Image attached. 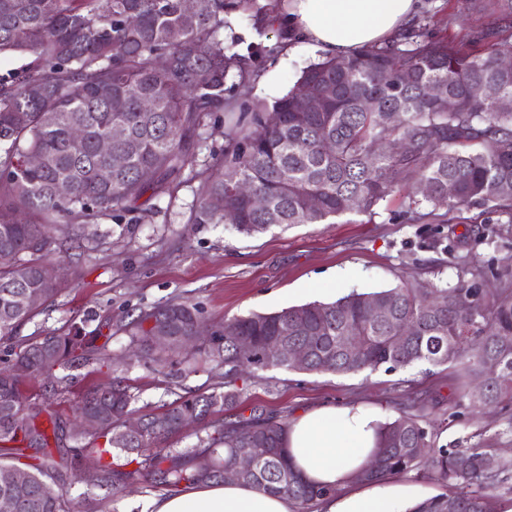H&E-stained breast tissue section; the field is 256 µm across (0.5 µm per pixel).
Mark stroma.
<instances>
[{
	"mask_svg": "<svg viewBox=\"0 0 512 512\" xmlns=\"http://www.w3.org/2000/svg\"><path fill=\"white\" fill-rule=\"evenodd\" d=\"M500 19L497 8L478 9L469 0H420L412 22L449 44L475 49ZM256 59L260 74L250 94L271 101L292 88L319 56L304 50L284 59L267 50ZM198 185V180L188 181L174 196L141 198L120 219L81 226L56 254L53 266L64 287L20 327L18 341L74 324L88 332L101 330L108 338L105 360L74 368L75 381L62 392L33 387L63 422L73 421L81 392L116 377L124 380L136 407L155 411L178 397L222 385L219 367L178 378L169 367L121 364L130 348L127 324L154 306L186 301L205 317L219 319L330 302L355 289L376 291L404 279L452 285L463 275L449 262L454 255L482 269L475 285L490 294L506 285L503 273L512 270V224L486 222L476 209L466 211L462 223L409 224L399 217L400 202L394 198L372 218L350 213L332 224L274 227L246 237L227 224L188 223ZM473 383L462 368L427 364L346 376L272 370L243 381V405L288 419L324 404L361 403L386 422L405 413L425 415L439 426L441 445L480 432L488 445L512 448V430L505 424L512 405L457 406ZM64 489L83 512H142L145 501L161 494L144 484L122 491L90 487L77 473Z\"/></svg>",
	"mask_w": 512,
	"mask_h": 512,
	"instance_id": "stroma-1",
	"label": "stroma"
}]
</instances>
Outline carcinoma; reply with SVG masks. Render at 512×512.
Returning a JSON list of instances; mask_svg holds the SVG:
<instances>
[{
	"label": "carcinoma",
	"instance_id": "obj_1",
	"mask_svg": "<svg viewBox=\"0 0 512 512\" xmlns=\"http://www.w3.org/2000/svg\"><path fill=\"white\" fill-rule=\"evenodd\" d=\"M502 24L484 46L467 50L444 40H429L420 29L341 59L313 63L297 86L310 88L321 105L308 108L292 89L272 105L238 101L234 90L253 80L254 54L226 45L228 15L250 12L260 36L270 9L256 0H201L194 17L182 0H0V53L28 54L22 72L0 79V341L15 338L35 309L22 305L25 292L54 298L63 283L49 285L41 267L56 251L57 236L68 237L77 224H100L129 209L144 195L173 196L186 169L201 185L188 216L190 224L229 223L253 236L273 227L323 224L349 212L374 217L380 205L397 196L403 217L412 223L460 218L481 208L512 223V110L489 99H474L470 89L488 84L512 97V71L499 66L512 51V0H494ZM23 31L25 38L15 37ZM207 47L199 55L196 48ZM167 58L164 69L157 67ZM231 86H226V83ZM439 85L454 99L448 112L429 101L426 87ZM237 113L224 135V150L198 160V141L206 120L217 112ZM275 114L277 120L268 122ZM121 125L127 137L113 145L125 165L112 169L108 184L98 172L109 158L98 150L101 137ZM403 138L410 150L386 155L377 144ZM30 152L43 156L38 167L24 165ZM145 169L154 172L141 180ZM265 201L262 209L231 194L238 182ZM70 184L67 197L55 193ZM429 194L418 193L420 184ZM317 196L320 206L311 208ZM228 200L236 215L225 218L217 200ZM383 303L389 317L379 319L372 305ZM434 308H429V305ZM164 321L179 343L206 323L211 339L197 347L198 363L224 367L220 391L179 397L160 413L141 414L142 431L126 433L124 418L134 411L128 387L119 382L92 387L81 396L78 418L100 420L94 432L81 425L66 429L48 416L29 393L41 380L56 387L72 383L69 370L87 362L99 348L82 328L33 337L0 368V496L15 502V512H78L66 496L69 471L85 453L97 455L82 479L94 487L120 490L141 481L175 490L224 481L245 448H267L252 470L238 479L268 494L288 497L296 512L334 494L327 486L304 481L286 460L282 443L287 422L274 415L237 411L243 403L238 382L270 370L309 374L356 375L367 370L396 372L420 364H464L485 380L481 396L468 392L473 405L512 401V288L486 297L460 278L453 286H423L405 280L372 292L352 291L332 302H310L272 313L207 320L198 307L168 302L128 323L138 348L130 359L158 366L174 363L182 348H157L143 324ZM364 339L357 355L342 351L344 336ZM252 339L255 351L242 354L235 337ZM281 338L310 349L298 369L268 354ZM203 423L196 443L185 450L166 446L181 432L184 416ZM73 442L72 456L55 461L44 453L49 438ZM108 448H93L98 438ZM436 428L422 416L404 414L379 426L370 464L357 480L420 474L427 469L449 491L425 499L412 512H508L494 490L512 478V465L485 466L495 449L482 434L468 448L436 446ZM124 462L104 461L107 449ZM430 449L426 455L424 449Z\"/></svg>",
	"mask_w": 512,
	"mask_h": 512
}]
</instances>
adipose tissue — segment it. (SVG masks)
Listing matches in <instances>:
<instances>
[{
    "instance_id": "obj_1",
    "label": "adipose tissue",
    "mask_w": 512,
    "mask_h": 512,
    "mask_svg": "<svg viewBox=\"0 0 512 512\" xmlns=\"http://www.w3.org/2000/svg\"><path fill=\"white\" fill-rule=\"evenodd\" d=\"M419 0H282L293 33L288 52L311 49L345 58L393 37L416 13ZM377 415L357 403L323 405L293 417L285 448L309 483L335 489L324 512H409L412 489L387 481L358 483L357 472L375 444ZM144 512H293L287 497L234 482H210L150 500Z\"/></svg>"
}]
</instances>
